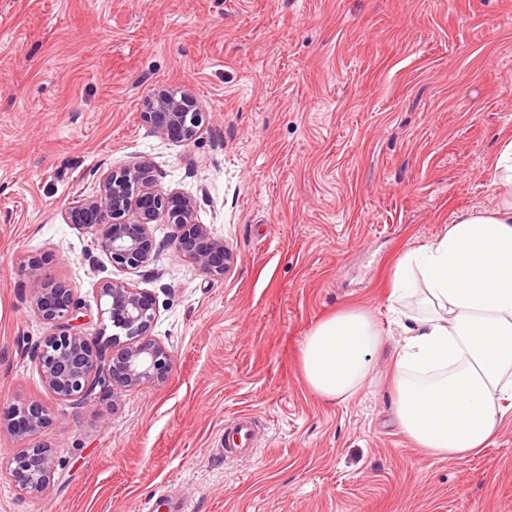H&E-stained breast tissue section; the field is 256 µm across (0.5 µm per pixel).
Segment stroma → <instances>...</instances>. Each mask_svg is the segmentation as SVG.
I'll use <instances>...</instances> for the list:
<instances>
[{
	"mask_svg": "<svg viewBox=\"0 0 512 512\" xmlns=\"http://www.w3.org/2000/svg\"><path fill=\"white\" fill-rule=\"evenodd\" d=\"M159 87L197 98L192 142L142 121ZM509 139L512 0H0V406L51 418L0 428V512H146L162 488L190 512H512L511 405L492 445L441 459L396 424L397 336L346 403L299 368L317 322L351 306L387 322L397 257L498 204ZM130 161L192 197L233 260L211 278L150 224L159 254L128 279L156 297L171 371L75 407L33 360L50 327L21 264L69 281L83 331L111 336L97 284L120 272L90 268L92 236L63 213ZM240 414L254 450L227 459ZM39 444L54 475L33 495L6 469ZM7 429L16 437L38 433L50 423L47 409L38 401L7 410Z\"/></svg>",
	"mask_w": 512,
	"mask_h": 512,
	"instance_id": "1",
	"label": "stroma"
}]
</instances>
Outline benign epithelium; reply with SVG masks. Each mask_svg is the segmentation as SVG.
<instances>
[{"mask_svg":"<svg viewBox=\"0 0 512 512\" xmlns=\"http://www.w3.org/2000/svg\"><path fill=\"white\" fill-rule=\"evenodd\" d=\"M141 117L157 135L184 144L198 135L203 112L190 91L157 89L144 100ZM161 214L178 229L173 243L179 252L205 275H224L233 258L224 241L213 236L207 225L195 222L191 199L159 192L154 170L146 163L111 167L99 193L72 202L64 218L92 232L95 249L113 266L134 270L159 251L149 224ZM26 272L33 310L51 328L36 345L34 361L57 399L81 405L97 390L105 394L116 386L130 389L167 378L172 355L148 336L157 313L151 292L114 278L100 283L104 313L118 329L103 344L81 330L80 305L71 284L43 270L35 260L28 261ZM49 423L48 411L38 401L7 410V429L16 437L38 433ZM52 474V450L44 444L27 449L9 467L11 480L33 494L43 492Z\"/></svg>","mask_w":512,"mask_h":512,"instance_id":"7a95c632","label":"benign epithelium"}]
</instances>
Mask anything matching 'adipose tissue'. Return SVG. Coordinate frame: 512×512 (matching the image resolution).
I'll list each match as a JSON object with an SVG mask.
<instances>
[{
  "instance_id": "ef3b65f1",
  "label": "adipose tissue",
  "mask_w": 512,
  "mask_h": 512,
  "mask_svg": "<svg viewBox=\"0 0 512 512\" xmlns=\"http://www.w3.org/2000/svg\"><path fill=\"white\" fill-rule=\"evenodd\" d=\"M495 169L496 208L455 214L444 234L398 258L388 324L347 308L317 322L301 348L308 388L344 403L373 384L372 356L394 325L402 336L392 366L398 425L440 458L485 447L499 401L512 399V140Z\"/></svg>"
}]
</instances>
